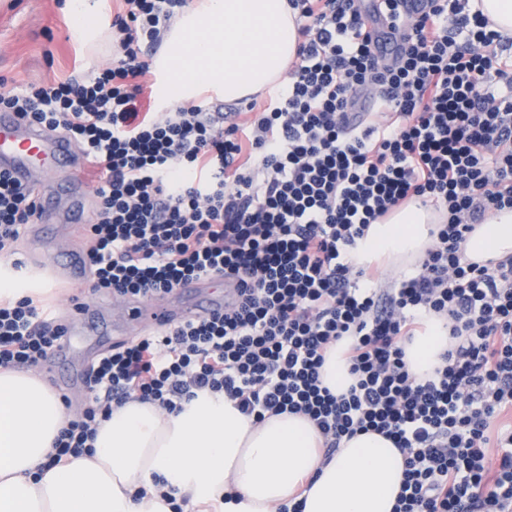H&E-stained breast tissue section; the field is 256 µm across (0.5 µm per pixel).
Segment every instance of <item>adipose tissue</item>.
Segmentation results:
<instances>
[{
	"mask_svg": "<svg viewBox=\"0 0 512 512\" xmlns=\"http://www.w3.org/2000/svg\"><path fill=\"white\" fill-rule=\"evenodd\" d=\"M298 48L287 0H197L164 37L154 66L164 106L203 88L240 100L274 85ZM431 211L395 210L371 225L348 259L356 265L415 262L430 244ZM474 261L512 256V210L470 234ZM405 346L419 376L431 374L448 341L443 320ZM67 420L61 400L36 374L0 371V512H170L163 486L177 489L195 512H274L304 500L303 512H393L404 460L385 437L344 441L331 461L320 435L298 415L255 424L221 394L201 393L167 414L128 401L114 408L93 442V455L47 467V454Z\"/></svg>",
	"mask_w": 512,
	"mask_h": 512,
	"instance_id": "1",
	"label": "adipose tissue"
}]
</instances>
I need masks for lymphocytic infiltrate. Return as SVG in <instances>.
<instances>
[{"instance_id": "f902f5d3", "label": "lymphocytic infiltrate", "mask_w": 512, "mask_h": 512, "mask_svg": "<svg viewBox=\"0 0 512 512\" xmlns=\"http://www.w3.org/2000/svg\"><path fill=\"white\" fill-rule=\"evenodd\" d=\"M118 2L108 67L1 92L0 109L63 131L96 169L92 293L160 300L189 279L234 277L240 298L92 362L48 466L91 454L128 400L173 412L210 390L256 423L307 417L328 459L358 433L383 435L404 457L395 512H512V257L464 253L478 224L512 209V39L470 0H429L416 18L377 0L401 38L382 62L360 0H288L299 47L286 86L239 113L154 112L143 55L192 0ZM360 92L373 109L350 114ZM37 198L0 172V259L17 270ZM410 203L437 214L432 244L381 284L348 254ZM428 314L447 320L449 343L419 377L404 346ZM64 330L32 296L1 302L0 368L44 365ZM346 336L355 382L335 394L321 369Z\"/></svg>"}]
</instances>
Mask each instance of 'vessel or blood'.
<instances>
[{"label":"vessel or blood","mask_w":512,"mask_h":512,"mask_svg":"<svg viewBox=\"0 0 512 512\" xmlns=\"http://www.w3.org/2000/svg\"><path fill=\"white\" fill-rule=\"evenodd\" d=\"M372 31L376 55L391 60L398 51L399 40L383 23L373 24ZM82 163L79 150L67 138L28 122L16 113L0 112V170L21 182L31 181L39 174L58 178L54 195L42 196L39 218L30 230L41 242V258L46 261L48 270L75 286L83 284L89 276L86 255L82 250L60 245L47 227L61 214L58 205L63 199L68 202L63 214L69 225L82 224L86 196L82 184L70 177L71 171ZM235 288V283L221 279H197L182 285L180 299L170 298L161 305L143 299L125 301L117 329L124 336L141 335L161 326L223 312L225 304L233 300ZM102 322V305L98 302L78 303L68 315L65 343L50 359L53 377L61 392H69L83 381L82 370L65 368L68 351L76 341L102 335Z\"/></svg>","instance_id":"vessel-or-blood-1"}]
</instances>
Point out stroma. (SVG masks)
Instances as JSON below:
<instances>
[{
	"label": "stroma",
	"mask_w": 512,
	"mask_h": 512,
	"mask_svg": "<svg viewBox=\"0 0 512 512\" xmlns=\"http://www.w3.org/2000/svg\"><path fill=\"white\" fill-rule=\"evenodd\" d=\"M68 0H0V92L85 77L108 66L112 33L86 48L74 37Z\"/></svg>",
	"instance_id": "35a3bbf8"
}]
</instances>
